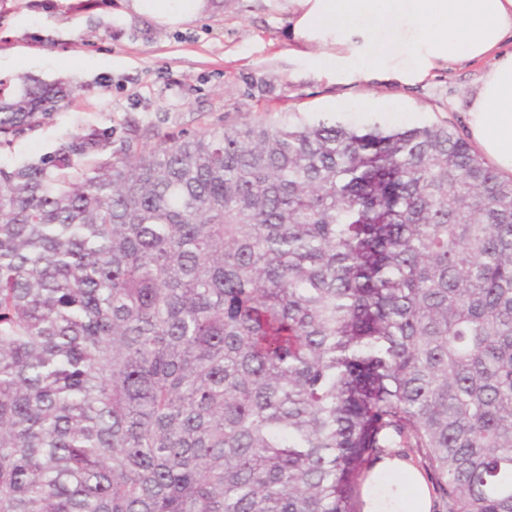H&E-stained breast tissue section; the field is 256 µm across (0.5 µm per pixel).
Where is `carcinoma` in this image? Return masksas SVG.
Masks as SVG:
<instances>
[{
    "mask_svg": "<svg viewBox=\"0 0 512 512\" xmlns=\"http://www.w3.org/2000/svg\"><path fill=\"white\" fill-rule=\"evenodd\" d=\"M69 85L0 97V150ZM512 512V178L446 123L77 130L0 164V512ZM363 512H432L423 473L398 455L378 461L363 488Z\"/></svg>",
    "mask_w": 512,
    "mask_h": 512,
    "instance_id": "cac0c4a2",
    "label": "carcinoma"
}]
</instances>
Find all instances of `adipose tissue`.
Instances as JSON below:
<instances>
[{
  "label": "adipose tissue",
  "instance_id": "1",
  "mask_svg": "<svg viewBox=\"0 0 512 512\" xmlns=\"http://www.w3.org/2000/svg\"><path fill=\"white\" fill-rule=\"evenodd\" d=\"M293 30L306 43L326 46L316 68L338 83L372 80L413 84L430 71L491 58L469 97L471 139L512 173V0H295ZM129 11L162 24L198 17L206 0H126ZM364 512H432L423 473L400 456L370 470Z\"/></svg>",
  "mask_w": 512,
  "mask_h": 512
}]
</instances>
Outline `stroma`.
I'll return each mask as SVG.
<instances>
[{
  "instance_id": "1",
  "label": "stroma",
  "mask_w": 512,
  "mask_h": 512,
  "mask_svg": "<svg viewBox=\"0 0 512 512\" xmlns=\"http://www.w3.org/2000/svg\"><path fill=\"white\" fill-rule=\"evenodd\" d=\"M0 0V92L24 77L63 80L76 89L54 121L16 139L0 163L52 154L74 130L108 128L113 146L300 114L358 126L402 128L448 123L468 131V96L488 60L436 70L423 83H337L308 65L319 48L293 35L289 0H212L210 10L176 26L124 12L125 0ZM402 101L404 115L336 110L366 94Z\"/></svg>"
}]
</instances>
